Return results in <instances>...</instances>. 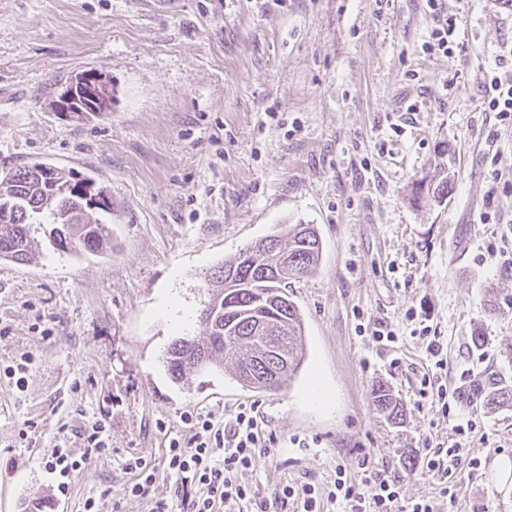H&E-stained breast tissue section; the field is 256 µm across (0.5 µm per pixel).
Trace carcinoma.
Masks as SVG:
<instances>
[{"label":"carcinoma","instance_id":"cac0c4a2","mask_svg":"<svg viewBox=\"0 0 512 512\" xmlns=\"http://www.w3.org/2000/svg\"><path fill=\"white\" fill-rule=\"evenodd\" d=\"M72 105L82 110L79 122L103 115L111 104L81 97ZM112 211L106 191L94 178L49 163H33L0 174V259L31 260L33 226H51L52 248L69 253L82 247L93 253L112 248L110 229L95 217ZM288 251L291 268L276 278L266 273L267 254ZM322 254V242L309 224L284 225L240 250L205 277L209 299L199 318L204 336L181 337L166 355L170 377L177 381L190 370H222L234 366L237 381L263 392H278L300 369L305 350L304 324L298 307L288 299V280L311 273ZM257 311L272 324L267 335L254 333L249 312ZM375 409L394 424L403 421V407L383 384L372 392ZM492 409L512 407V388L491 391Z\"/></svg>","mask_w":512,"mask_h":512}]
</instances>
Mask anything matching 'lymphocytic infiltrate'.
<instances>
[{"label": "lymphocytic infiltrate", "mask_w": 512, "mask_h": 512, "mask_svg": "<svg viewBox=\"0 0 512 512\" xmlns=\"http://www.w3.org/2000/svg\"><path fill=\"white\" fill-rule=\"evenodd\" d=\"M435 22L426 48L432 52L451 53L455 45L457 16L447 9L444 0H426ZM481 86L485 111L494 113L502 124L512 126V45L502 46L493 67L486 70ZM189 435L170 439L162 466H154L140 457L129 458L128 471L136 479L128 487V496L142 500L149 496L158 471H165L174 481V495L180 512H216L217 505L245 502L255 505L257 512L299 501L301 512H320L315 487L306 483L276 489L272 499L258 498L243 476L255 458L269 448L270 440L262 429V420L253 406H243L229 419L219 422L197 413L186 415ZM461 448L430 444L422 450L424 468L439 477L443 492L456 497V472ZM361 482L337 471L327 498L337 503L342 512H436L429 501L402 503L399 478L375 467L370 458H363Z\"/></svg>", "instance_id": "f902f5d3"}]
</instances>
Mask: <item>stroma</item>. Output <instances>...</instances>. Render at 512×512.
<instances>
[{
    "label": "stroma",
    "mask_w": 512,
    "mask_h": 512,
    "mask_svg": "<svg viewBox=\"0 0 512 512\" xmlns=\"http://www.w3.org/2000/svg\"><path fill=\"white\" fill-rule=\"evenodd\" d=\"M447 4L450 54L424 49L425 0H0V172L48 162L95 178L112 201L107 255L53 251L36 229L31 262L0 260V512L34 499L83 512L90 497L101 512H149L173 500V483L159 475L150 499H129L125 461L160 465L187 413L221 422L251 404L273 438L245 476L260 497L309 482L321 512H337L326 499L337 469L360 481L367 456L399 476L403 502L512 512V491L488 478L495 455H512V408L485 405L512 383L500 354L512 342V128L484 111L480 80L512 43V8ZM87 70L111 84L112 108L76 123L52 102ZM442 158L447 196L415 197ZM284 224L315 225L322 241L316 269L288 285L304 321L297 375L277 393L243 388L228 368L172 381L165 356L201 333L205 275ZM377 329L396 343L374 342ZM24 356L19 387L6 369ZM467 368L475 391L451 412L420 395L423 374L451 388ZM380 383L403 424L374 410ZM316 384L328 404L308 399ZM462 418L473 428L461 436ZM97 420L111 454L88 457L57 496L46 460L83 453L79 434ZM429 440L465 450L455 499L419 462Z\"/></svg>",
    "instance_id": "stroma-1"
}]
</instances>
